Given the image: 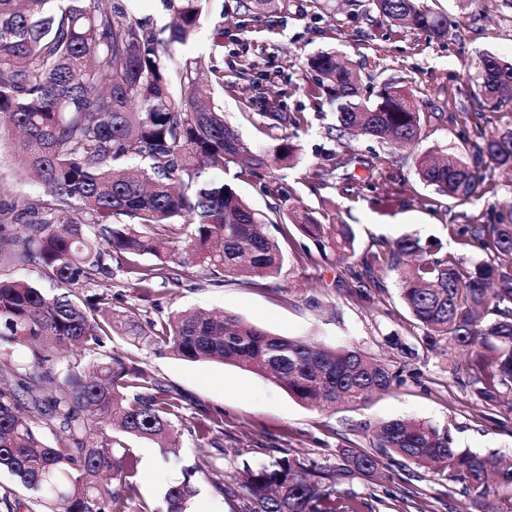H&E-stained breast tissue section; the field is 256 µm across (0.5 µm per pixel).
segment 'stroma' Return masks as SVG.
I'll list each match as a JSON object with an SVG mask.
<instances>
[{
  "label": "stroma",
  "instance_id": "obj_1",
  "mask_svg": "<svg viewBox=\"0 0 512 512\" xmlns=\"http://www.w3.org/2000/svg\"><path fill=\"white\" fill-rule=\"evenodd\" d=\"M425 3L447 15V38L378 23L372 0H321L317 5L288 0L287 10L252 21L237 13L236 0H209L193 38L174 47L177 58H197L204 67L223 70L224 119L253 150L273 144L261 117L265 103H276L281 112L304 113L305 124L288 129L298 147L295 162L272 173L271 183L284 188L283 197L236 178L231 168L225 179L261 214H270L275 206L285 213L305 205L321 221L353 225L355 253L339 260L322 254L296 229L285 232L270 224L266 230L284 254L278 275L244 283L194 268L186 279H158L143 292L132 287L116 261L109 282L113 308L136 305L145 319L177 309L221 312L277 336L360 350L400 376L398 384L365 403L320 409L299 402L265 375L215 361L187 362L113 336L109 351L134 357L164 381L179 398L184 418L211 420L224 446L225 471L266 463L271 448L337 466L342 449L373 451L374 428L392 419L448 426L458 447L512 461V394L489 404L475 399L460 382L470 364L466 354L423 351L411 359L401 352V345L419 344L423 330L402 303L400 285L387 268L375 272L381 289L370 290L365 299L359 295L356 275L362 258L405 236L442 241L467 266L482 260L483 252L463 248L449 236L448 227L486 220L512 199V168L506 166L485 164L483 195L467 204L437 194L416 175L417 151L459 147V132L475 112L472 79L483 57L512 59V10L500 0ZM219 20L224 44L217 50L212 29ZM321 51L359 66L367 93L395 82L414 94L427 118L417 151L395 150L365 136L338 137L335 112L314 108L304 89L307 62ZM246 67L258 77V88L240 79ZM16 142L11 128H0V200L6 202L38 191L17 167ZM339 156L349 159L355 183L334 173ZM387 160L393 163L395 182L369 187L372 168ZM318 170L327 173L320 183L314 178ZM128 444L139 458L136 501L148 512H158L167 487L181 480L184 470L212 461L214 453L209 439L187 434L176 455L168 457L147 440L132 438ZM336 493L364 497L371 512H478L461 485L448 483L434 469L413 465H392L376 481L358 475L339 479Z\"/></svg>",
  "mask_w": 512,
  "mask_h": 512
}]
</instances>
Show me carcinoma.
<instances>
[{"label": "carcinoma", "mask_w": 512, "mask_h": 512, "mask_svg": "<svg viewBox=\"0 0 512 512\" xmlns=\"http://www.w3.org/2000/svg\"><path fill=\"white\" fill-rule=\"evenodd\" d=\"M0 0V125L22 131V170L40 195L18 206L0 203V270L29 263L53 284L0 273V347L20 345L29 361L0 363V485L3 512H125L136 497L138 459L116 430L176 453L181 430L196 437L204 421L177 423L179 398L135 359L107 351L117 332L138 348L168 351L190 362L221 361L272 375L303 404L331 407L363 402L397 383L391 368L359 350L336 351L272 335L242 320L204 310L172 312L142 322L139 310L112 309L105 281L112 258L137 288L171 278L172 262L210 274L249 280L280 273L284 255L264 224L289 222L319 250L352 256L350 224H325L298 206L263 220L224 179L250 178L273 196L284 189L266 174L290 165L297 147L286 131L303 117L263 112L275 144L253 151L225 121L204 88L201 66L178 61L172 47L193 35L207 0H164L175 16L168 38L135 17L127 0ZM380 17L437 37L448 17L422 0H373ZM288 7V0H237L244 15ZM307 93L317 108H335L339 137L358 133L411 149L423 122L414 95L387 83L370 100L359 74L336 65L330 53L308 62ZM475 98L494 108L512 92V61L494 55L479 67ZM460 147L436 160L417 158L420 180L462 203L479 199L484 162L512 164V130L485 137L480 127L459 132ZM483 224H450L457 243L491 252L466 267L442 244L404 237L389 250L361 260L372 285L379 265L395 272L400 298L423 328L422 348H459L470 355L463 386L493 402L512 392V202ZM22 224L21 233L5 225ZM156 258L147 265L143 259ZM383 451L345 448L340 468L306 460L280 448L258 468L245 465L224 479L213 465L205 474L213 491L238 501L237 512H364L362 499L336 495L339 475L377 477L400 460L440 464L442 475L484 504L489 475L512 488V466L494 454L456 445L446 427L392 420L376 434ZM196 470L170 485L158 512H187L196 496Z\"/></svg>", "instance_id": "obj_1"}]
</instances>
